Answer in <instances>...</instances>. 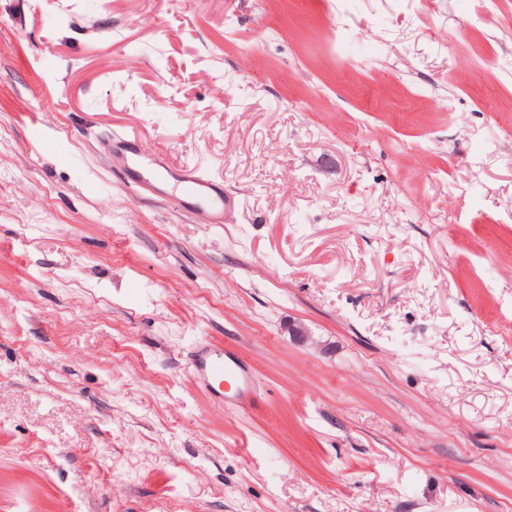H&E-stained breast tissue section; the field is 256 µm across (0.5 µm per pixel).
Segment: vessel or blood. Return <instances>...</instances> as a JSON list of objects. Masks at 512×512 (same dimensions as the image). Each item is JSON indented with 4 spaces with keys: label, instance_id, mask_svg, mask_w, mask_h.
I'll return each mask as SVG.
<instances>
[{
    "label": "vessel or blood",
    "instance_id": "obj_1",
    "mask_svg": "<svg viewBox=\"0 0 512 512\" xmlns=\"http://www.w3.org/2000/svg\"><path fill=\"white\" fill-rule=\"evenodd\" d=\"M112 152L121 157L127 179L144 188H152L161 197H170L179 208L199 215L207 214L210 223L221 224L237 210L210 177L187 165H172L159 155L146 151L138 139L125 132L113 134ZM191 374L208 388L215 398H223L225 382L236 386L234 397L246 401L253 389L252 372L235 351L224 347H203L195 351Z\"/></svg>",
    "mask_w": 512,
    "mask_h": 512
}]
</instances>
